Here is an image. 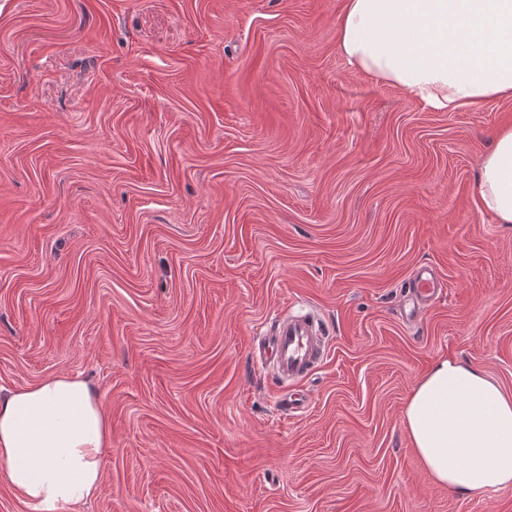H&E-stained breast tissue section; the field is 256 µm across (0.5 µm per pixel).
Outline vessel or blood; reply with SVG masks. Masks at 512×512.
Instances as JSON below:
<instances>
[{
	"mask_svg": "<svg viewBox=\"0 0 512 512\" xmlns=\"http://www.w3.org/2000/svg\"><path fill=\"white\" fill-rule=\"evenodd\" d=\"M417 297L431 298L439 281L430 268L417 270L412 280ZM328 338L314 313H284L274 317L266 335L256 337L261 363L267 364L284 384L278 397L279 408L286 413L306 409L308 400L300 390L303 382L323 360Z\"/></svg>",
	"mask_w": 512,
	"mask_h": 512,
	"instance_id": "1",
	"label": "vessel or blood"
}]
</instances>
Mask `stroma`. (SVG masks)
Masks as SVG:
<instances>
[{
    "label": "stroma",
    "instance_id": "35a3bbf8",
    "mask_svg": "<svg viewBox=\"0 0 512 512\" xmlns=\"http://www.w3.org/2000/svg\"><path fill=\"white\" fill-rule=\"evenodd\" d=\"M345 0H0V396L96 389L82 512H512L402 423L441 358L512 395V227L476 207L512 99L433 112L352 71ZM445 284L409 317L420 266ZM315 312L281 415L254 336Z\"/></svg>",
    "mask_w": 512,
    "mask_h": 512
}]
</instances>
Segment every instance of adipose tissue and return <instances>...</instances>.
Returning <instances> with one entry per match:
<instances>
[{
    "mask_svg": "<svg viewBox=\"0 0 512 512\" xmlns=\"http://www.w3.org/2000/svg\"><path fill=\"white\" fill-rule=\"evenodd\" d=\"M346 64L435 112L512 99V0H345ZM478 210L512 225V127L479 162ZM403 425L438 484L469 494L512 484V397L481 369L443 359L413 389ZM110 428L80 376L0 397V483L32 512H78L102 487Z\"/></svg>",
    "mask_w": 512,
    "mask_h": 512,
    "instance_id": "adipose-tissue-1",
    "label": "adipose tissue"
}]
</instances>
